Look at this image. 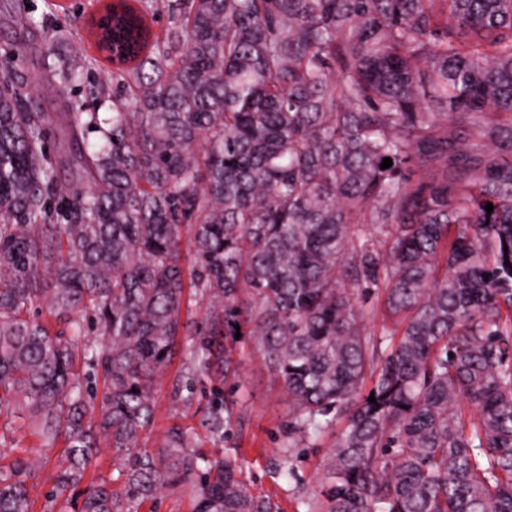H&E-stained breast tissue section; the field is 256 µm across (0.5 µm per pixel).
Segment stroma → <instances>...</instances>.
Wrapping results in <instances>:
<instances>
[{"label": "stroma", "instance_id": "35a3bbf8", "mask_svg": "<svg viewBox=\"0 0 512 512\" xmlns=\"http://www.w3.org/2000/svg\"><path fill=\"white\" fill-rule=\"evenodd\" d=\"M107 0H5L0 6V46L18 42L22 55L13 62L0 54V75L22 72L28 91L42 111L57 115L74 100L88 96L84 86L49 83L42 70L47 50L64 54L80 46L104 103H111L117 66L99 50L90 32V13L103 8ZM35 19L28 27L27 19ZM237 381L226 383L224 392L237 405L221 434H214L208 420L212 386L209 379L197 380L193 391L184 387L182 356H175L157 388V421L147 446L159 450L169 426H184L207 455L237 454L242 474L254 492L271 496L280 512H322V481L327 471V452L335 435L321 438L316 447L292 448L288 445V399L280 381L253 351L243 345L239 352ZM193 394L189 410L177 409L174 399Z\"/></svg>", "mask_w": 512, "mask_h": 512}]
</instances>
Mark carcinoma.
<instances>
[{
    "mask_svg": "<svg viewBox=\"0 0 512 512\" xmlns=\"http://www.w3.org/2000/svg\"><path fill=\"white\" fill-rule=\"evenodd\" d=\"M177 7L166 41L108 17L131 72L110 116L68 104L65 158L0 77V420L64 439L50 498L278 512L179 426L145 448L183 341L218 384L253 345L288 447L342 426L325 512H512V0ZM86 69L78 46L45 63ZM233 410L215 389L214 433ZM103 445L117 490L89 476ZM49 461L0 467V512H31ZM192 512L191 502L185 493L179 490L169 492L155 504H145L141 512Z\"/></svg>",
    "mask_w": 512,
    "mask_h": 512,
    "instance_id": "carcinoma-1",
    "label": "carcinoma"
}]
</instances>
